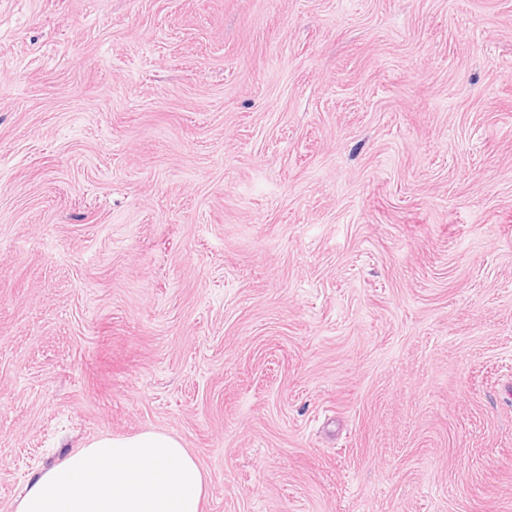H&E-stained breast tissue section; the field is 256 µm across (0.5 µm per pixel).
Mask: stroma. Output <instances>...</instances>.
Returning <instances> with one entry per match:
<instances>
[{
  "mask_svg": "<svg viewBox=\"0 0 512 512\" xmlns=\"http://www.w3.org/2000/svg\"><path fill=\"white\" fill-rule=\"evenodd\" d=\"M145 431L204 512H512V0H0V512Z\"/></svg>",
  "mask_w": 512,
  "mask_h": 512,
  "instance_id": "1",
  "label": "stroma"
}]
</instances>
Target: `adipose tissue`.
Here are the masks:
<instances>
[{
    "label": "adipose tissue",
    "mask_w": 512,
    "mask_h": 512,
    "mask_svg": "<svg viewBox=\"0 0 512 512\" xmlns=\"http://www.w3.org/2000/svg\"><path fill=\"white\" fill-rule=\"evenodd\" d=\"M197 458L164 432L102 436L39 471L14 512H202Z\"/></svg>",
    "instance_id": "1"
}]
</instances>
